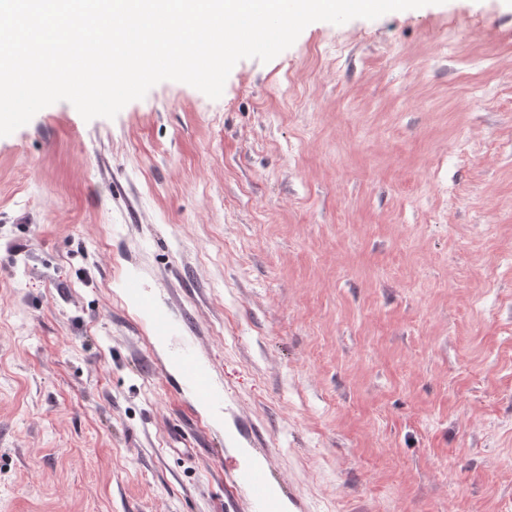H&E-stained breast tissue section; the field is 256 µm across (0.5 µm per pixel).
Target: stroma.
<instances>
[{"mask_svg": "<svg viewBox=\"0 0 512 512\" xmlns=\"http://www.w3.org/2000/svg\"><path fill=\"white\" fill-rule=\"evenodd\" d=\"M232 462L300 512H512V0L315 22L219 99L0 137V512H247ZM126 297L135 302L138 308L144 312L152 327L154 343L164 346L173 330L170 317L159 306L154 295L145 291L138 278H129L124 285ZM173 367L181 388L187 390L200 408L207 410L221 408L224 397L220 392L211 365L194 349H184L171 356Z\"/></svg>", "mask_w": 512, "mask_h": 512, "instance_id": "obj_1", "label": "stroma"}]
</instances>
